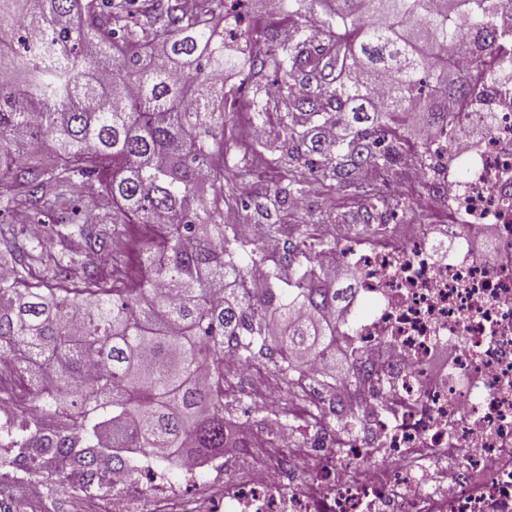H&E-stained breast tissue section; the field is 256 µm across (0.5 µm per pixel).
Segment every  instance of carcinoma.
<instances>
[{
  "instance_id": "obj_1",
  "label": "carcinoma",
  "mask_w": 512,
  "mask_h": 512,
  "mask_svg": "<svg viewBox=\"0 0 512 512\" xmlns=\"http://www.w3.org/2000/svg\"><path fill=\"white\" fill-rule=\"evenodd\" d=\"M243 2L200 0L188 13L178 0H0V211L71 213L50 246L0 224V268L12 271L0 280V373L20 383L0 394V435L13 451L0 469L21 470L0 472L3 512L24 506L13 497L20 483L56 512L39 487L110 497L135 482L141 457L174 466L224 452L222 352L246 366L271 362L290 396L307 363L336 360L332 314L354 292L321 270L336 241L269 224L284 237L273 254L224 223V126L207 120L224 96L217 76L272 68L266 95L295 111L261 143L271 163L320 156L323 180L362 192L368 224L382 198L362 169L387 181L411 141L435 170L441 152L417 132L448 136L457 107L512 59V34L494 21L512 0H334L316 33L302 22L307 0H279L301 22L288 40L269 33L275 50L262 57L224 39L246 38ZM229 14L237 26L217 31ZM23 30L44 37L31 45ZM461 37L471 47L464 67ZM310 185L300 172L262 208L277 213ZM120 224L149 230L133 265L116 248ZM332 418L352 431L362 423L353 407ZM117 472L126 485L113 484Z\"/></svg>"
}]
</instances>
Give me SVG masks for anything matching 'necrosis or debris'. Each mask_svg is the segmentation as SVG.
<instances>
[{
    "label": "necrosis or debris",
    "mask_w": 512,
    "mask_h": 512,
    "mask_svg": "<svg viewBox=\"0 0 512 512\" xmlns=\"http://www.w3.org/2000/svg\"><path fill=\"white\" fill-rule=\"evenodd\" d=\"M464 116L436 189L417 202L449 223L352 239L322 264L357 274L361 305L344 326L360 370L328 395L322 364L307 367L309 408L294 419L310 441L278 426L275 451L243 482L225 478L221 457L171 471L145 459L152 512H512V83L495 82ZM441 350L450 359L437 374ZM224 370L255 380L258 406L280 411L278 376L230 352ZM335 396L360 408L358 436L328 428ZM205 471L219 498L187 502Z\"/></svg>",
    "instance_id": "4bbe7bcc"
}]
</instances>
